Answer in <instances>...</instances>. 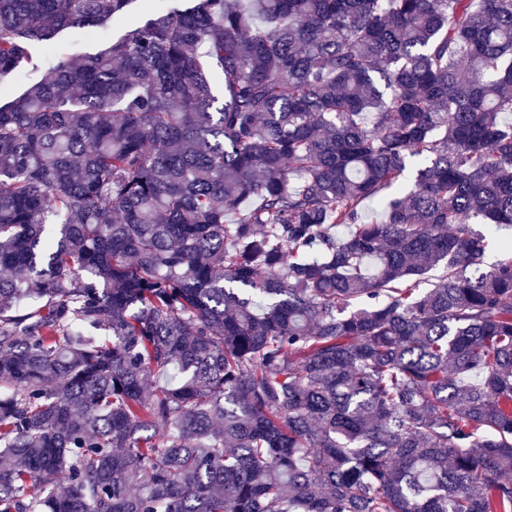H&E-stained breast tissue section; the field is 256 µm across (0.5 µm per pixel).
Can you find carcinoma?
I'll return each instance as SVG.
<instances>
[{"label":"carcinoma","instance_id":"obj_1","mask_svg":"<svg viewBox=\"0 0 512 512\" xmlns=\"http://www.w3.org/2000/svg\"><path fill=\"white\" fill-rule=\"evenodd\" d=\"M129 2L0 0V512H512V0ZM58 41L61 47L60 53L72 62H76L82 53L95 47V43L89 42L79 30L63 32Z\"/></svg>","mask_w":512,"mask_h":512}]
</instances>
